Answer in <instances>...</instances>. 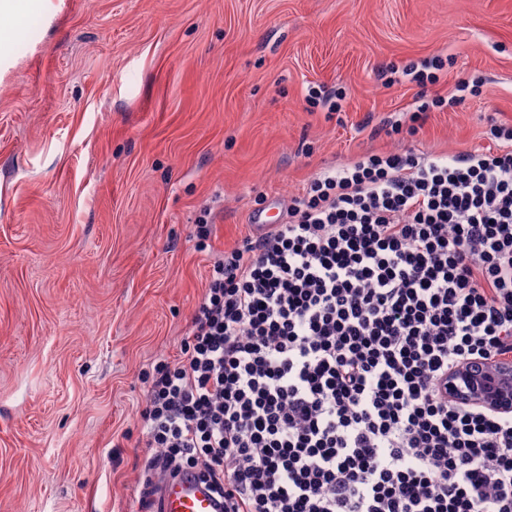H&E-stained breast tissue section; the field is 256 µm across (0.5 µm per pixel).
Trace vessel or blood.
I'll return each instance as SVG.
<instances>
[{
	"label": "vessel or blood",
	"mask_w": 512,
	"mask_h": 512,
	"mask_svg": "<svg viewBox=\"0 0 512 512\" xmlns=\"http://www.w3.org/2000/svg\"><path fill=\"white\" fill-rule=\"evenodd\" d=\"M143 497L147 512H218L220 508L207 485L193 473L156 474Z\"/></svg>",
	"instance_id": "b4317fda"
}]
</instances>
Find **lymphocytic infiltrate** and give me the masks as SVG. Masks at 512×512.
I'll return each mask as SVG.
<instances>
[{
  "label": "lymphocytic infiltrate",
  "instance_id": "obj_1",
  "mask_svg": "<svg viewBox=\"0 0 512 512\" xmlns=\"http://www.w3.org/2000/svg\"><path fill=\"white\" fill-rule=\"evenodd\" d=\"M490 148L370 154L211 263L141 413L223 512H512V415L448 373L512 359V125Z\"/></svg>",
  "mask_w": 512,
  "mask_h": 512
}]
</instances>
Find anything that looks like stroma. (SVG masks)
Listing matches in <instances>:
<instances>
[{
	"label": "stroma",
	"instance_id": "stroma-1",
	"mask_svg": "<svg viewBox=\"0 0 512 512\" xmlns=\"http://www.w3.org/2000/svg\"><path fill=\"white\" fill-rule=\"evenodd\" d=\"M0 47V512H144L140 372L174 359L213 260L365 153L512 124V0H33ZM447 57L476 95L374 134ZM341 90L342 109L306 100ZM210 210L207 250L195 220Z\"/></svg>",
	"mask_w": 512,
	"mask_h": 512
}]
</instances>
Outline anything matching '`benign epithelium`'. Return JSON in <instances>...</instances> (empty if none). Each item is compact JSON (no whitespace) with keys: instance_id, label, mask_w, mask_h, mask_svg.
Listing matches in <instances>:
<instances>
[{"instance_id":"1","label":"benign epithelium","mask_w":512,"mask_h":512,"mask_svg":"<svg viewBox=\"0 0 512 512\" xmlns=\"http://www.w3.org/2000/svg\"><path fill=\"white\" fill-rule=\"evenodd\" d=\"M448 398L508 415L512 413V362L490 368L468 361L448 372Z\"/></svg>"}]
</instances>
